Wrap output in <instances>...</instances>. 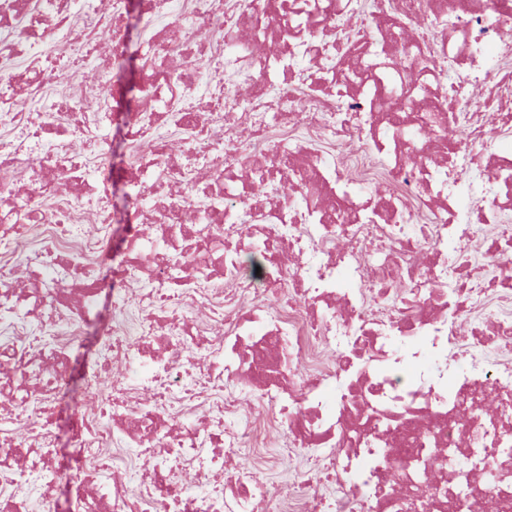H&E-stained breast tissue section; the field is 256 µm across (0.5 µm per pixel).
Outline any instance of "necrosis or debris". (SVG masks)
<instances>
[{
	"label": "necrosis or debris",
	"instance_id": "1",
	"mask_svg": "<svg viewBox=\"0 0 512 512\" xmlns=\"http://www.w3.org/2000/svg\"><path fill=\"white\" fill-rule=\"evenodd\" d=\"M125 15L126 0H0V128L14 131L0 139V251L44 227L24 256L32 287L0 265V490L57 512L42 496L59 479L56 436L31 410L65 388L56 363L99 320L108 284L113 315H153L99 331L67 512H475L491 496L512 508V296L493 310L481 283L468 305L458 296L476 211L495 227L488 272L512 280V0H142L143 27L165 23L140 48L147 95L104 112L128 60ZM17 44L30 73L51 63L66 88L33 84L42 136L19 133L28 115L5 59ZM197 50L205 77L190 82ZM179 115L195 127L193 167L164 129ZM114 131L151 144L150 159L89 164ZM372 148L385 156L374 170ZM75 182L112 183L133 207L111 282L99 267L115 213L85 193L52 200ZM283 243L294 264L277 258ZM188 306L204 313L193 337ZM489 399L494 412L475 414ZM21 428L38 462L15 467ZM270 428L287 440L265 442ZM294 448L320 468L287 495L244 463L271 469ZM187 471L202 491L169 494Z\"/></svg>",
	"mask_w": 512,
	"mask_h": 512
}]
</instances>
